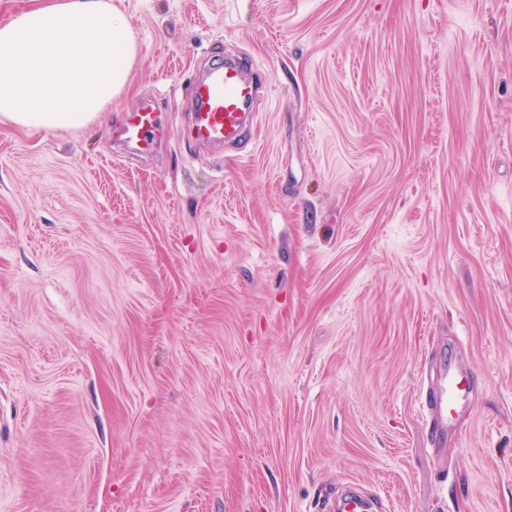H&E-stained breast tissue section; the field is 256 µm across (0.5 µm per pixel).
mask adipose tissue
<instances>
[{
	"label": "adipose tissue",
	"mask_w": 512,
	"mask_h": 512,
	"mask_svg": "<svg viewBox=\"0 0 512 512\" xmlns=\"http://www.w3.org/2000/svg\"><path fill=\"white\" fill-rule=\"evenodd\" d=\"M136 54L108 0H41L0 23V120L86 126L124 92Z\"/></svg>",
	"instance_id": "ef3b65f1"
}]
</instances>
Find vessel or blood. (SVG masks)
<instances>
[{
    "instance_id": "obj_1",
    "label": "vessel or blood",
    "mask_w": 512,
    "mask_h": 512,
    "mask_svg": "<svg viewBox=\"0 0 512 512\" xmlns=\"http://www.w3.org/2000/svg\"><path fill=\"white\" fill-rule=\"evenodd\" d=\"M259 75L242 56L211 60L198 70L189 90V133L205 147H221L241 140L248 118L259 99ZM160 108L157 102L144 101L126 112L111 131L113 141L150 154L159 138ZM473 377L457 366L442 368L438 387L426 398L434 438L437 443L455 440L454 421L466 407Z\"/></svg>"
}]
</instances>
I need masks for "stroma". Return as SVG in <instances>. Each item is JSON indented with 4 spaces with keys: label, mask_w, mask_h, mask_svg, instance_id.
I'll list each match as a JSON object with an SVG mask.
<instances>
[{
    "label": "stroma",
    "mask_w": 512,
    "mask_h": 512,
    "mask_svg": "<svg viewBox=\"0 0 512 512\" xmlns=\"http://www.w3.org/2000/svg\"><path fill=\"white\" fill-rule=\"evenodd\" d=\"M109 2L101 118L0 122V512H512V0ZM219 52L264 82L237 148L187 133ZM160 108L155 100L142 101L126 112L121 122L112 127L114 142L134 148L141 155L150 154L157 145L160 130ZM474 383L473 377L459 367L448 363L442 367L440 383L431 394L427 393V410L431 417L434 438L438 444L456 439L454 421L466 407L467 394Z\"/></svg>",
    "instance_id": "obj_1"
}]
</instances>
